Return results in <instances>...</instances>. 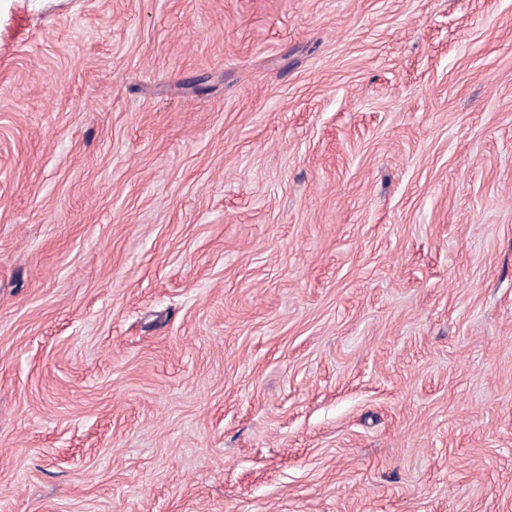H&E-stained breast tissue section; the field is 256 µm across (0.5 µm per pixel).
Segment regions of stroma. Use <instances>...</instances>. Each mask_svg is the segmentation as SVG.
I'll return each mask as SVG.
<instances>
[{
  "label": "stroma",
  "mask_w": 512,
  "mask_h": 512,
  "mask_svg": "<svg viewBox=\"0 0 512 512\" xmlns=\"http://www.w3.org/2000/svg\"><path fill=\"white\" fill-rule=\"evenodd\" d=\"M0 512H512V0H0Z\"/></svg>",
  "instance_id": "stroma-1"
}]
</instances>
